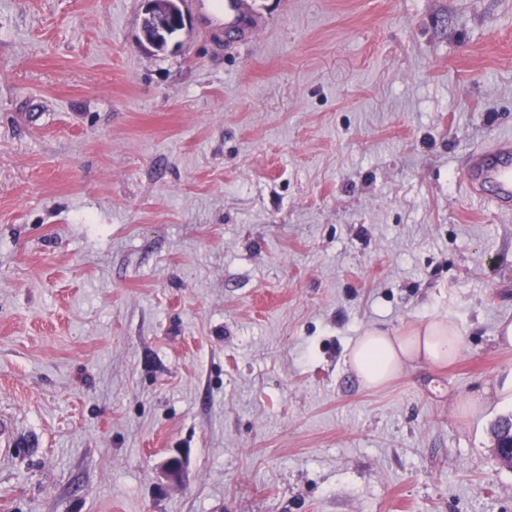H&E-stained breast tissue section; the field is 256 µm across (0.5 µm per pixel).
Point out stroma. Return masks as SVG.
<instances>
[{
	"mask_svg": "<svg viewBox=\"0 0 512 512\" xmlns=\"http://www.w3.org/2000/svg\"><path fill=\"white\" fill-rule=\"evenodd\" d=\"M0 0V512H512V0ZM452 363L362 385L379 327ZM182 456L180 481L161 464ZM205 12L202 16L204 32L215 41L224 31L238 40L251 39L254 31L241 14V0H200ZM183 30L176 26H171L167 32L159 33L152 20L145 19L142 22L143 36L150 43V46L158 51L164 50L169 42ZM465 196L474 203L493 206L501 212H512V134L494 137L489 146L475 147L469 155L462 175ZM493 186L492 196L485 193ZM458 331L443 320H431L405 335L372 327L349 353V363L365 387L384 386L415 362H451L457 354Z\"/></svg>",
	"mask_w": 512,
	"mask_h": 512,
	"instance_id": "1",
	"label": "stroma"
}]
</instances>
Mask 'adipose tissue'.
Wrapping results in <instances>:
<instances>
[{
    "instance_id": "1",
    "label": "adipose tissue",
    "mask_w": 512,
    "mask_h": 512,
    "mask_svg": "<svg viewBox=\"0 0 512 512\" xmlns=\"http://www.w3.org/2000/svg\"><path fill=\"white\" fill-rule=\"evenodd\" d=\"M459 342L458 331L442 320L429 321L404 335L373 327L357 339L349 363L365 387L377 388L413 363L452 361Z\"/></svg>"
}]
</instances>
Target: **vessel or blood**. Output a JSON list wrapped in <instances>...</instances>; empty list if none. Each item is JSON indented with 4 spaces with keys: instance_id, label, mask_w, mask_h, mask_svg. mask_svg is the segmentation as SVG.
Masks as SVG:
<instances>
[{
    "instance_id": "vessel-or-blood-1",
    "label": "vessel or blood",
    "mask_w": 512,
    "mask_h": 512,
    "mask_svg": "<svg viewBox=\"0 0 512 512\" xmlns=\"http://www.w3.org/2000/svg\"><path fill=\"white\" fill-rule=\"evenodd\" d=\"M190 7H204V32L213 39L229 35L239 40L253 37L241 13L240 0H188ZM462 185L468 200L499 211L512 212V134L496 135L491 145L474 148L462 175Z\"/></svg>"
}]
</instances>
